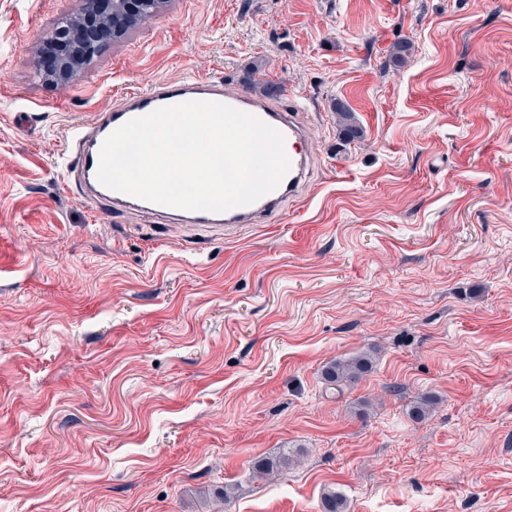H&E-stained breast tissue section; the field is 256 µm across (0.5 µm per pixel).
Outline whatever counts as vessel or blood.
<instances>
[{
  "mask_svg": "<svg viewBox=\"0 0 512 512\" xmlns=\"http://www.w3.org/2000/svg\"><path fill=\"white\" fill-rule=\"evenodd\" d=\"M187 101L220 102L248 112L277 129L284 138L290 169L269 193L246 206L213 213L186 211L147 202L103 186L97 179L101 146L115 129L129 120L148 115L157 108ZM70 155L62 180L79 187L86 201L106 203L115 210L131 208L154 215L177 217L186 228L201 225L258 224L283 203L299 198L309 173L312 152L303 146V129L295 112L273 106L249 92H230L222 80L186 76L176 81L159 80L144 90L126 94L112 109L99 113L87 125L73 127L68 139Z\"/></svg>",
  "mask_w": 512,
  "mask_h": 512,
  "instance_id": "b4317fda",
  "label": "vessel or blood"
}]
</instances>
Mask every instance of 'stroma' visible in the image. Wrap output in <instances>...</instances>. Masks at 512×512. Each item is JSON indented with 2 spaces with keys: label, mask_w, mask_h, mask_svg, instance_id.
Instances as JSON below:
<instances>
[{
  "label": "stroma",
  "mask_w": 512,
  "mask_h": 512,
  "mask_svg": "<svg viewBox=\"0 0 512 512\" xmlns=\"http://www.w3.org/2000/svg\"><path fill=\"white\" fill-rule=\"evenodd\" d=\"M82 6L0 0V512H512V0H168L45 81ZM188 75L304 105L300 198L186 232L63 191L75 125ZM368 355H359L348 360H336L328 365L324 372V380L331 388L342 391L344 387L354 383L371 364Z\"/></svg>",
  "instance_id": "1"
}]
</instances>
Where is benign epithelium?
I'll use <instances>...</instances> for the list:
<instances>
[{"label":"benign epithelium","mask_w":512,"mask_h":512,"mask_svg":"<svg viewBox=\"0 0 512 512\" xmlns=\"http://www.w3.org/2000/svg\"><path fill=\"white\" fill-rule=\"evenodd\" d=\"M168 0H84L82 11L66 18L46 39L56 45L52 69L42 76L56 84L74 80L109 38L124 36L155 16Z\"/></svg>","instance_id":"benign-epithelium-1"}]
</instances>
